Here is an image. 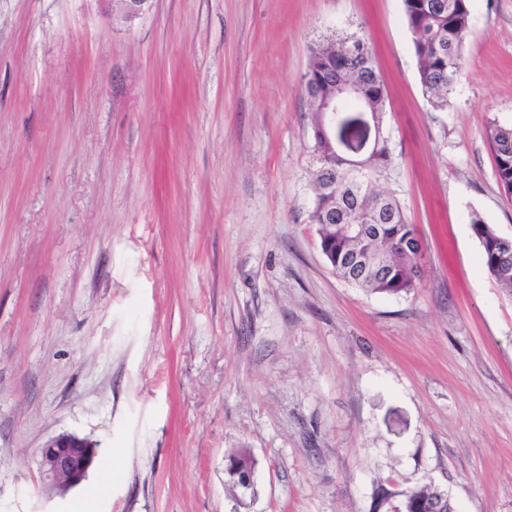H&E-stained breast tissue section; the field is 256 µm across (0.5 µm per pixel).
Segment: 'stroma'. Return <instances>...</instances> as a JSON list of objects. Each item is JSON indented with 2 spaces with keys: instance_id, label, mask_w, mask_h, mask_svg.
Returning <instances> with one entry per match:
<instances>
[{
  "instance_id": "obj_1",
  "label": "stroma",
  "mask_w": 512,
  "mask_h": 512,
  "mask_svg": "<svg viewBox=\"0 0 512 512\" xmlns=\"http://www.w3.org/2000/svg\"><path fill=\"white\" fill-rule=\"evenodd\" d=\"M371 47L381 180L418 286L337 277L312 208L301 79L324 37ZM402 0H0V512H392L430 483L512 512V299L470 231L512 236L490 122L512 124V0H471L447 109ZM96 443L46 485L37 450ZM248 449L237 505L226 458ZM96 444L86 437L62 433L39 449L43 479L64 493L79 485L96 461Z\"/></svg>"
}]
</instances>
